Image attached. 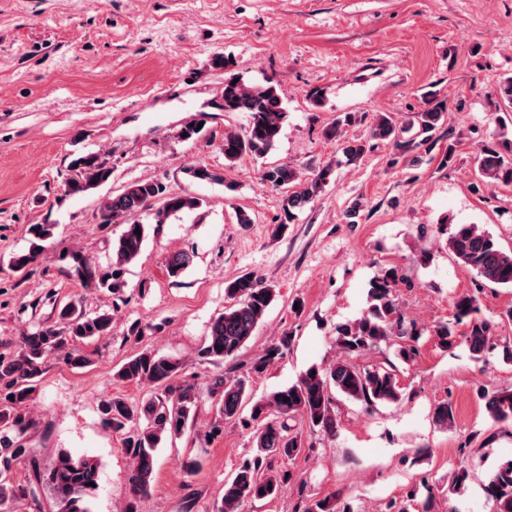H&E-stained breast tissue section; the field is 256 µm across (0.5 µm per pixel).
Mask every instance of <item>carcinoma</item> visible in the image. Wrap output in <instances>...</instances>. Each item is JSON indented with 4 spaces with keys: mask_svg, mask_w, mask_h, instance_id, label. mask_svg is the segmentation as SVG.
<instances>
[{
    "mask_svg": "<svg viewBox=\"0 0 512 512\" xmlns=\"http://www.w3.org/2000/svg\"><path fill=\"white\" fill-rule=\"evenodd\" d=\"M216 68L224 69L221 108L224 112H244L247 125L240 130L224 132L220 150L224 161L233 164L248 156L266 157L280 138L287 109L271 81L247 84L227 68L233 66L230 57L216 55ZM445 114V105L433 95L427 106L415 113L403 126L396 125L385 113L377 115L370 136L394 142L396 149L406 150L432 146L435 131ZM352 122L349 115L336 121L325 131V138L338 143L344 163L353 164L366 152V144L343 139L342 126ZM74 172L68 181L72 194L86 192L106 182L112 168L87 154L71 162ZM475 171L487 185H512V140L490 139L483 142L475 156ZM335 173L333 165L312 169L303 176L286 163L263 170L264 184L280 194V214L277 227L293 223L297 213L311 203L330 183ZM156 206L153 220L165 224L183 212L202 207L194 196L171 193L157 181H137L118 193L103 199L99 205L100 223L107 225L120 216L133 217ZM141 234H136V231ZM31 247L28 252L10 260L16 271L28 268L36 260L41 243L52 235V225L32 224L28 228ZM146 240V228L136 220L124 224L112 241L108 270L98 273L78 254L71 255L76 276L86 287L114 290L125 267L134 263ZM448 250L456 261L469 268L482 284L512 288V248L502 247L494 236L476 224H461L448 231ZM192 253L180 251L167 260L169 276L179 277L190 265ZM396 282L394 271L388 270L374 280L369 292V306L360 318L336 327V345L344 359L327 368H313L294 384L269 396L256 398L247 389L242 377L221 375L203 393L192 384L177 382L180 364L176 360L144 350L129 357L116 372L127 383L150 382L155 391L139 403H129L115 397L98 406L102 423L123 436V446L133 461L128 477L124 512H141L140 503L147 498L154 483L155 453L162 439L181 437L191 430L196 410L204 397L216 400L220 420H234L253 430L258 452L243 459L224 479L223 492L215 512H243V506L256 499L272 498L288 482L289 473H271L276 458L297 457L304 450L303 433L298 421L310 430L325 435L336 434V396L372 409L381 403H397L403 392L397 383L396 365L388 363L370 368L360 367L350 359L380 347L393 336H411L403 314L392 296ZM224 294L230 305L215 318L201 349L207 362H223L237 357L258 324L265 317L275 298L274 286L253 273L241 274L224 284ZM476 298L465 295L455 302V322L441 323L434 330L440 347L452 345L455 325L468 320L464 340L470 350L479 355L494 345V325L489 320L473 319ZM54 321L23 337L14 354H0V512H18L20 503H39L38 491L47 490L54 500L55 512H91L88 505L90 482H97L98 463L90 458L74 459L64 451L43 467L26 446L30 427L27 403L52 355L62 357L72 367L83 368L88 358L79 345L87 339L112 335V316L101 313L91 316L76 301L55 306ZM289 337L283 336L272 344L265 355L255 362L251 371L261 373L288 350ZM486 408L497 422L512 420V390L487 389L483 393ZM183 424H178V421ZM28 462L31 475L21 484L14 480L15 464ZM494 503V512H512V460L502 464L486 486ZM301 512H354L349 504L336 507V497H325L305 503Z\"/></svg>",
    "mask_w": 512,
    "mask_h": 512,
    "instance_id": "obj_1",
    "label": "carcinoma"
}]
</instances>
